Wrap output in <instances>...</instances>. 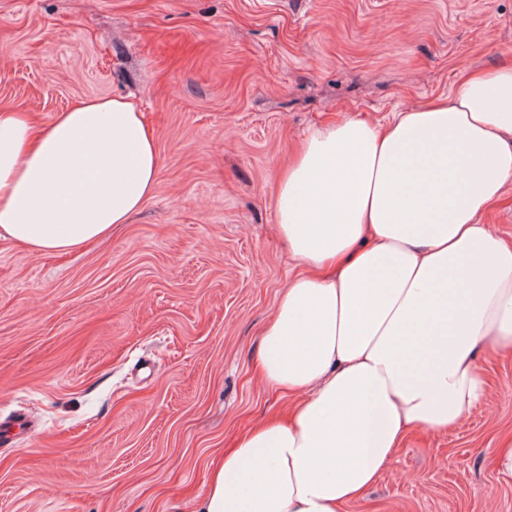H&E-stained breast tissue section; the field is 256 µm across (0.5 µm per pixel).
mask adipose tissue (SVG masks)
<instances>
[{"mask_svg": "<svg viewBox=\"0 0 512 512\" xmlns=\"http://www.w3.org/2000/svg\"><path fill=\"white\" fill-rule=\"evenodd\" d=\"M158 173L132 100L46 124L0 107V238L30 252L107 237ZM509 183L512 63L382 122L308 128L274 199L298 270L256 357L288 406L213 464L199 512H342L409 433H445L485 403L481 351L512 355V237L480 218Z\"/></svg>", "mask_w": 512, "mask_h": 512, "instance_id": "adipose-tissue-1", "label": "adipose tissue"}]
</instances>
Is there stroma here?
<instances>
[{
    "instance_id": "obj_1",
    "label": "stroma",
    "mask_w": 512,
    "mask_h": 512,
    "mask_svg": "<svg viewBox=\"0 0 512 512\" xmlns=\"http://www.w3.org/2000/svg\"><path fill=\"white\" fill-rule=\"evenodd\" d=\"M512 61V0H0V105L128 96L160 170L87 250L0 239V512H194L211 461L285 400L252 371L295 268L278 175L315 121H373ZM343 512H512V356Z\"/></svg>"
}]
</instances>
